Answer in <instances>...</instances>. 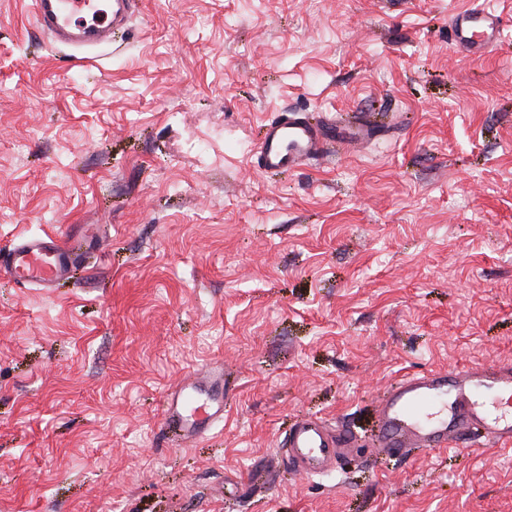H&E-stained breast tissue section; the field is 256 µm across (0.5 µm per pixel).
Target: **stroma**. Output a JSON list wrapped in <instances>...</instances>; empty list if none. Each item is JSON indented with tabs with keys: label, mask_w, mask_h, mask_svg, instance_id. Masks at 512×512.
I'll return each mask as SVG.
<instances>
[{
	"label": "stroma",
	"mask_w": 512,
	"mask_h": 512,
	"mask_svg": "<svg viewBox=\"0 0 512 512\" xmlns=\"http://www.w3.org/2000/svg\"><path fill=\"white\" fill-rule=\"evenodd\" d=\"M467 0H141L76 60L0 0V250L91 243L73 278L0 274V512H512V447L292 474L317 415L376 434L417 370L512 362V0L480 58ZM390 134L260 172L280 112ZM224 422L171 445L210 363ZM479 2L468 1L469 7L457 13L450 25V43L465 56L484 55L503 30L501 17Z\"/></svg>",
	"instance_id": "1"
}]
</instances>
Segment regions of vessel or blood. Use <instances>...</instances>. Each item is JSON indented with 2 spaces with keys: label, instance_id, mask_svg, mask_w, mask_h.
Masks as SVG:
<instances>
[{
  "label": "vessel or blood",
  "instance_id": "b4317fda",
  "mask_svg": "<svg viewBox=\"0 0 512 512\" xmlns=\"http://www.w3.org/2000/svg\"><path fill=\"white\" fill-rule=\"evenodd\" d=\"M33 0L37 26L54 42L78 51L111 46L115 32L127 26L135 0ZM502 20L479 0L451 22L449 39L460 54L484 55L500 38ZM368 123L335 124L286 112L266 125L256 150L263 171H286L316 158L333 145L357 146L371 139ZM75 267V252L57 234L32 238L0 254V271L21 287H53ZM224 368L209 365L180 380L166 396L165 422L177 440H199L224 419ZM377 450L402 456L416 448H447L480 435L512 444V363L470 365L440 371H416L391 387L376 410ZM289 469L310 477L331 472L351 456V436L323 418L297 421L284 440Z\"/></svg>",
  "mask_w": 512,
  "mask_h": 512
}]
</instances>
